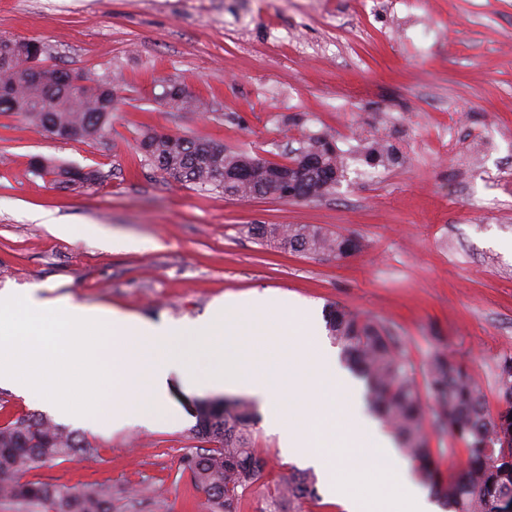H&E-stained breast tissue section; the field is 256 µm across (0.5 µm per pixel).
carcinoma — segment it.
<instances>
[{
  "label": "carcinoma",
  "instance_id": "carcinoma-1",
  "mask_svg": "<svg viewBox=\"0 0 512 512\" xmlns=\"http://www.w3.org/2000/svg\"><path fill=\"white\" fill-rule=\"evenodd\" d=\"M0 38V113L20 112L52 135L68 140H99L112 130L116 88L86 77L80 97L64 84L68 72L43 67V77L30 75V63L40 65L43 47L35 41ZM158 102L168 108L198 110L203 99L175 82L160 81ZM215 141L180 135L147 133L139 147L146 160L162 174L180 183L226 195L249 198L265 179L262 166L280 168L304 183L295 187L296 200L321 198L342 177L336 148L326 138L311 139L301 153L317 159L318 167L301 172L288 164L253 158L227 149L214 150ZM373 163L395 161L392 149L377 145L367 150ZM253 168L250 179L224 183V172ZM39 175L52 174L70 185L96 179L92 171L60 169L48 163L34 165ZM247 233L260 244L307 255H334L343 259L359 248L349 236L308 224H253ZM326 327L340 348L341 359L366 385V400L389 428L405 455L417 466L420 478L448 512H497L498 502L512 496V355L497 365L499 402L491 413L461 361L443 350L427 363L425 389L414 377L399 338L380 321L334 305ZM190 433L210 447L182 459V472L203 490L218 512H236L243 496L265 488L269 512H301V505L319 499L317 478L294 470L272 484L265 481V461L253 445L255 412L246 400L197 401ZM432 425L460 441L465 459L460 467L444 470L429 447L426 426ZM76 451L93 449L78 435L42 414L18 416L0 424V501L39 504L48 512H112V491L91 486L75 489L63 484L21 481L20 476Z\"/></svg>",
  "mask_w": 512,
  "mask_h": 512
}]
</instances>
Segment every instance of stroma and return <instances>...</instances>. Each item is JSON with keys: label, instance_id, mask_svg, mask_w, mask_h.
<instances>
[{"label": "stroma", "instance_id": "obj_1", "mask_svg": "<svg viewBox=\"0 0 512 512\" xmlns=\"http://www.w3.org/2000/svg\"><path fill=\"white\" fill-rule=\"evenodd\" d=\"M0 0V36L34 40L41 63L119 84L112 131L60 140L0 114V289L190 323L227 295L270 291L322 318L340 304L399 336L423 380L447 350L498 410L496 364L512 354V0ZM207 101L174 111L160 80ZM397 161L363 181L376 129ZM203 137L285 162L312 136L345 169L320 199L237 198L166 178L145 132ZM38 159L99 173L84 186L31 173ZM72 225L67 237L55 224ZM251 224H314L355 237L344 259L280 252ZM132 240L115 250L100 230ZM113 429L75 419L95 453L32 480L112 490V512H214L181 472L199 452L178 395ZM254 446L275 481L299 468L256 418Z\"/></svg>", "mask_w": 512, "mask_h": 512}]
</instances>
